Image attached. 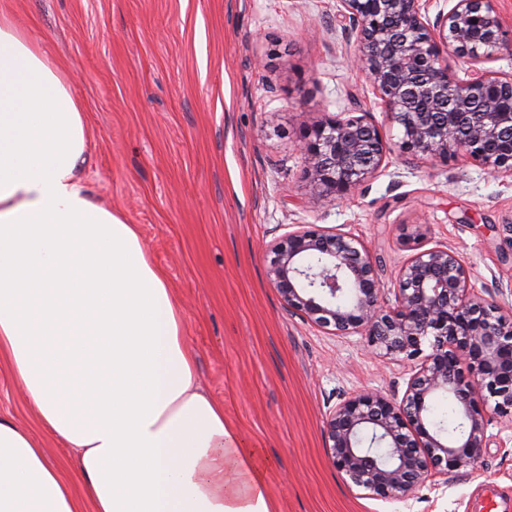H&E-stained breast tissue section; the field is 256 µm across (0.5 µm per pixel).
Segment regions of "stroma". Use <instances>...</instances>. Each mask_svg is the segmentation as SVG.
I'll use <instances>...</instances> for the list:
<instances>
[{
  "label": "stroma",
  "instance_id": "stroma-1",
  "mask_svg": "<svg viewBox=\"0 0 512 512\" xmlns=\"http://www.w3.org/2000/svg\"><path fill=\"white\" fill-rule=\"evenodd\" d=\"M68 75L90 132L82 178L94 202L137 225L182 310L201 386L258 448L274 512H512V418L492 415L477 464L406 500L345 485L322 424L340 392L401 399L412 363L381 358L288 314L267 245L296 224L363 240L381 281L425 247L466 260L475 293L512 282V178L466 162L398 156L347 201L310 194L304 125L385 108L359 72L336 0H0ZM0 417L26 428L73 480V456L42 429L0 357Z\"/></svg>",
  "mask_w": 512,
  "mask_h": 512
}]
</instances>
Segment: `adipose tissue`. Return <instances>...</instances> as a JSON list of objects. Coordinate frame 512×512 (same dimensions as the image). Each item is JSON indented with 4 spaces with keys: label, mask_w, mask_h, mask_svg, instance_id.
<instances>
[{
    "label": "adipose tissue",
    "mask_w": 512,
    "mask_h": 512,
    "mask_svg": "<svg viewBox=\"0 0 512 512\" xmlns=\"http://www.w3.org/2000/svg\"><path fill=\"white\" fill-rule=\"evenodd\" d=\"M88 145L68 76L0 13V354L76 476L0 418V512H272L164 273L80 177Z\"/></svg>",
    "instance_id": "ef3b65f1"
}]
</instances>
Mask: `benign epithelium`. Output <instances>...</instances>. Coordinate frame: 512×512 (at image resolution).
I'll use <instances>...</instances> for the list:
<instances>
[{
	"instance_id": "7a95c632",
	"label": "benign epithelium",
	"mask_w": 512,
	"mask_h": 512,
	"mask_svg": "<svg viewBox=\"0 0 512 512\" xmlns=\"http://www.w3.org/2000/svg\"><path fill=\"white\" fill-rule=\"evenodd\" d=\"M428 2L338 0L356 35V65L400 135L390 142L367 112L305 127L299 149L312 195H352L394 152L415 166L475 162L512 177V74L484 67L512 45V30L496 0H451L433 18ZM459 61L467 64L462 77ZM410 238L414 253L391 299L362 241L315 224L272 245L266 271L288 312L336 336L359 335L379 357L418 363L401 400L374 389L343 393L324 421L330 465L379 500L410 496L434 471L475 465L490 412L512 410V315L474 293L459 252L421 245L419 224ZM445 393L459 413L452 433L428 414L430 399Z\"/></svg>"
}]
</instances>
